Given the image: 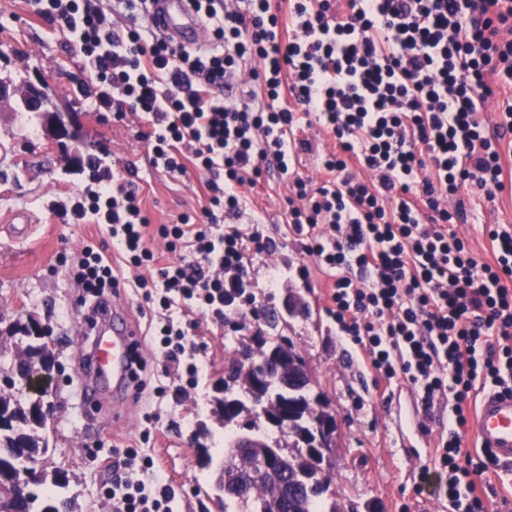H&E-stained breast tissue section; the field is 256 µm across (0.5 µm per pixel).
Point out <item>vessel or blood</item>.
I'll list each match as a JSON object with an SVG mask.
<instances>
[{"label": "vessel or blood", "instance_id": "vessel-or-blood-1", "mask_svg": "<svg viewBox=\"0 0 512 512\" xmlns=\"http://www.w3.org/2000/svg\"><path fill=\"white\" fill-rule=\"evenodd\" d=\"M149 21L157 31L184 45L194 46L201 40L200 20L186 0H154ZM89 333V360L78 372L88 397L109 396L116 402L129 399L136 386L134 346L141 334L138 322L127 306L116 301L93 315ZM475 432L483 447L501 463L512 465V394L482 392Z\"/></svg>", "mask_w": 512, "mask_h": 512}]
</instances>
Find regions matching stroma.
I'll list each match as a JSON object with an SVG mask.
<instances>
[{
    "label": "stroma",
    "mask_w": 512,
    "mask_h": 512,
    "mask_svg": "<svg viewBox=\"0 0 512 512\" xmlns=\"http://www.w3.org/2000/svg\"><path fill=\"white\" fill-rule=\"evenodd\" d=\"M0 27L5 30L0 83L13 91L0 100V378L11 374L20 346L10 325L38 319L50 331L55 356L48 382L52 411L41 431L48 446L45 466L67 471L69 492L82 512H112V462L122 454L125 439L145 428L150 437L140 442L138 453L153 457L169 479L178 497L177 512H224V495L217 487L222 439L237 427L225 424L217 402L224 397V368L241 343L251 342V330L221 326L211 315L200 317L195 341L203 371L196 391L158 403L133 399L122 420L113 422L111 399L91 403L78 391L80 331L89 297L71 284L59 262L61 252L79 249L88 240L106 243L110 236L106 226L63 224L50 213L63 200L61 188L75 192L85 181L71 162L76 155L97 154L106 167L116 161L128 165V179L139 186L154 224L203 205L205 184L194 175L165 177L151 166L149 148L135 126L116 125L110 115L87 111L72 85L80 74L79 57L64 48L59 34L33 19L23 0H0ZM20 54L26 55L25 64L17 63ZM39 81L54 88L53 107L73 116L77 140L56 142L41 113L20 111V95ZM287 185L273 168L252 191L262 206L257 218L276 242L272 262L287 274L279 287H269L267 264L257 262L250 279L257 304L278 311L288 298L302 301V309L280 321L275 333L289 339L306 360L318 391L336 414L339 436L329 472L330 497L343 512H365L371 504L379 512H442L439 501L416 492L419 469L429 462V438L417 426L414 396L404 389L387 399L374 391L358 346L337 335L317 300L318 289L307 287L298 274L309 259L285 222ZM465 204V218L455 229L479 259H491L488 233L501 224L512 226V194L499 193L491 200L469 194ZM19 212L32 220L24 238L7 231ZM148 413L157 414V421L146 423Z\"/></svg>",
    "instance_id": "35a3bbf8"
}]
</instances>
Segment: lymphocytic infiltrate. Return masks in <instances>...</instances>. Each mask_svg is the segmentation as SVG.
I'll use <instances>...</instances> for the list:
<instances>
[{"label":"lymphocytic infiltrate","mask_w":512,"mask_h":512,"mask_svg":"<svg viewBox=\"0 0 512 512\" xmlns=\"http://www.w3.org/2000/svg\"><path fill=\"white\" fill-rule=\"evenodd\" d=\"M26 3L80 56L74 88L89 111L138 119L153 168L195 171L210 191L200 212L158 225L163 263L138 188L90 159L81 197L56 213L108 225L121 262L85 242L68 267L75 287L101 301L136 288L163 319L165 375L195 387L196 314H254L249 271L275 251L258 227H239L253 207L243 189L269 162L289 173L293 149L311 151L306 131L318 127L336 147L320 158V181L295 178L286 198L312 261L300 273L324 276V311L360 346L374 389L391 395L397 378L423 413L450 404L419 491L449 512H488L479 490L497 461L466 448L465 409L475 389L512 393V231H490L482 262L451 225L462 188L491 198L512 179V0H189L203 21L194 47L142 25L149 0ZM493 96L490 128L479 107ZM154 468L127 448L112 467L124 489L112 512H173L175 491Z\"/></svg>","instance_id":"lymphocytic-infiltrate-1"}]
</instances>
